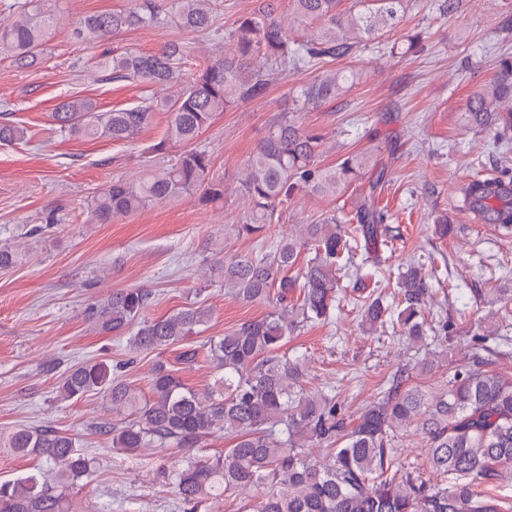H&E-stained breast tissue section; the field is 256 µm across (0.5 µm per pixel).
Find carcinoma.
<instances>
[{"label":"carcinoma","instance_id":"carcinoma-1","mask_svg":"<svg viewBox=\"0 0 512 512\" xmlns=\"http://www.w3.org/2000/svg\"><path fill=\"white\" fill-rule=\"evenodd\" d=\"M410 0H363L356 12L339 9L340 0H292L294 27L275 16L265 0L232 24L230 50L219 54L193 74L173 98L153 97L124 109L100 111L89 101H61L55 120L77 138H107L132 142L157 112L170 115L166 136L154 151L172 145L186 147L178 160L161 173L140 182L116 180L100 191L90 208L95 224H110L154 203L193 192L207 203L224 198V182L211 175V157L190 148L218 112L262 96L272 71L312 66L320 61L351 57L363 43L399 25ZM14 21L0 23V56L19 68L35 65L56 26L53 0H12L4 4ZM212 0H134L126 10L101 12L79 19L74 36L103 46L112 37L160 23L190 31L214 25ZM315 25L318 36L298 39L293 29ZM184 46L172 42L156 54L106 51L98 67L107 80L136 78L142 83L170 85L179 81ZM355 73L338 70L318 76L299 90L295 111L319 110L342 95ZM468 123L481 130H498L500 158L512 153V55L497 61L493 81L466 102ZM26 128L0 114V144L23 141ZM322 136L283 113L269 125L249 156L242 187L251 212L234 225L238 236L259 235L288 200L297 194L335 197L370 172L383 177L371 157L348 154L336 166L318 164ZM376 183L353 216L343 224L331 215L306 225L304 239H283L263 254H240L216 260L224 288L236 299L263 302L270 295L288 304L284 313H271L242 323L209 340L207 358L219 372L211 387L198 392L159 363L151 378V395L138 392L105 360H88L68 368L57 399L74 401L88 394L102 397L112 417L93 429L112 437V447L129 454L150 444L195 448L222 431L234 439L224 454L201 458L191 454L170 475L182 512H199L239 488L263 485L252 512H512V500L483 494L478 487L512 482V380L482 368L483 361L454 369L448 380L429 388L412 381L400 369L391 387L370 405L347 433L338 418L335 396L308 392L302 359L282 352L288 337L310 322L329 316L339 287L338 271L353 265L358 242L378 249L386 231L387 213L375 199ZM468 207L487 224H512V182L498 177L475 179L464 188ZM313 252L293 275L304 247ZM22 262L21 254L0 245V272ZM423 265L410 262L396 277L397 302L367 297L364 318L369 328L398 324L414 343L427 339L423 310L430 285ZM153 293L146 288L112 292L88 309V320L101 332L131 331L135 351L162 350L200 332L207 313L185 307L157 319L144 317ZM416 423L427 448L426 466L451 477L430 484L416 467L397 462L394 436L398 428ZM334 447L330 462L313 459L308 449ZM0 448L40 457L55 466L52 479L30 475L0 482V512H80L69 490L92 470L91 459L72 437L48 426H24L0 432Z\"/></svg>","mask_w":512,"mask_h":512}]
</instances>
